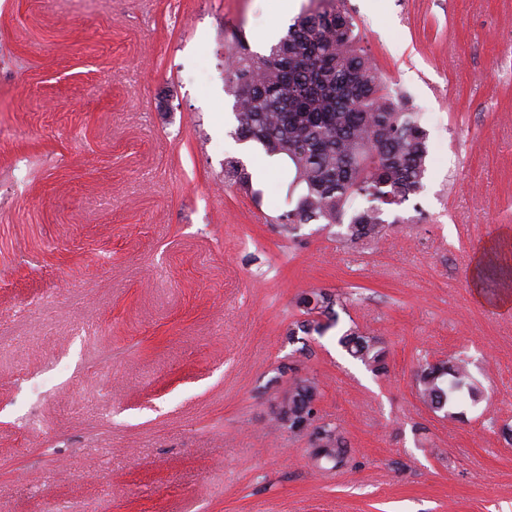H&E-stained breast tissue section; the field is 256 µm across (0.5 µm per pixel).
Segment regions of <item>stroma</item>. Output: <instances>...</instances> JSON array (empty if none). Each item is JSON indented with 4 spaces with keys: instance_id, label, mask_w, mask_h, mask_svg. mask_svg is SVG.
Here are the masks:
<instances>
[{
    "instance_id": "35a3bbf8",
    "label": "stroma",
    "mask_w": 512,
    "mask_h": 512,
    "mask_svg": "<svg viewBox=\"0 0 512 512\" xmlns=\"http://www.w3.org/2000/svg\"><path fill=\"white\" fill-rule=\"evenodd\" d=\"M280 4L0 0V512H512V279L473 281L512 259V0H339L430 147L354 244L286 230L283 167L235 136L224 42L266 53ZM313 290L385 374L289 334ZM458 353L485 399L455 420L415 373ZM299 377L341 470L272 422ZM224 180L245 189H249L252 185V176L246 165L239 159H229L224 162ZM339 345L353 359L372 372L385 369V347L378 336L362 332L357 326L346 330L338 339Z\"/></svg>"
}]
</instances>
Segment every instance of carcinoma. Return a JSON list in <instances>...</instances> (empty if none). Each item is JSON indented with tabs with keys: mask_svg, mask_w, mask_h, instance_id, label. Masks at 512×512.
<instances>
[{
	"mask_svg": "<svg viewBox=\"0 0 512 512\" xmlns=\"http://www.w3.org/2000/svg\"><path fill=\"white\" fill-rule=\"evenodd\" d=\"M224 87L234 98L236 135L293 172L283 224H346L350 242L383 237L385 213L401 206L424 187L429 156L428 133L421 116L399 106L372 58L359 45L352 18L336 0H318L288 26L265 54L251 50L244 36L225 49ZM224 180L248 189L252 176L238 159L224 162ZM366 197L371 205L357 200ZM307 319L288 330L326 333L338 323L337 300L312 291L299 301ZM353 359L373 372L385 369L379 337L354 326L338 339ZM416 386L434 412L457 418L465 401L483 399L465 359L428 360L419 365ZM288 416L274 424L293 429L307 402L320 395L313 378H297L288 391ZM315 460L338 469L351 458L342 431L329 425L325 447L313 449Z\"/></svg>",
	"mask_w": 512,
	"mask_h": 512,
	"instance_id": "1",
	"label": "carcinoma"
}]
</instances>
